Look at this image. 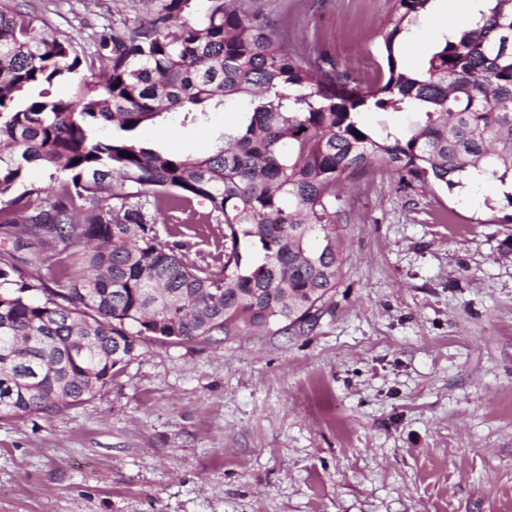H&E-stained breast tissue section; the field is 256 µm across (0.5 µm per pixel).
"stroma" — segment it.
<instances>
[{
    "label": "stroma",
    "instance_id": "35a3bbf8",
    "mask_svg": "<svg viewBox=\"0 0 512 512\" xmlns=\"http://www.w3.org/2000/svg\"><path fill=\"white\" fill-rule=\"evenodd\" d=\"M93 52L126 0H12ZM304 52L373 82L391 0H256ZM447 0L401 47L413 68ZM238 112L141 138L205 150ZM343 277L316 323L141 343L91 399L0 418V512H512V202L473 187L348 182ZM215 263L220 224L183 225Z\"/></svg>",
    "mask_w": 512,
    "mask_h": 512
}]
</instances>
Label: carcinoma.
<instances>
[{
    "label": "carcinoma",
    "instance_id": "1",
    "mask_svg": "<svg viewBox=\"0 0 512 512\" xmlns=\"http://www.w3.org/2000/svg\"><path fill=\"white\" fill-rule=\"evenodd\" d=\"M433 2L392 0L366 85L326 51L290 49L245 0H146L147 17L112 22L88 57L0 0V417L83 402L145 338L311 326L343 276L355 173L379 165L451 191L475 167L512 184V0H480L471 29L407 69L399 46ZM83 65L105 79L58 94ZM238 103V124L202 152L139 136ZM395 112L416 116L409 131L388 127ZM33 169L51 197L25 186ZM166 213L224 225L219 265L162 244Z\"/></svg>",
    "mask_w": 512,
    "mask_h": 512
}]
</instances>
